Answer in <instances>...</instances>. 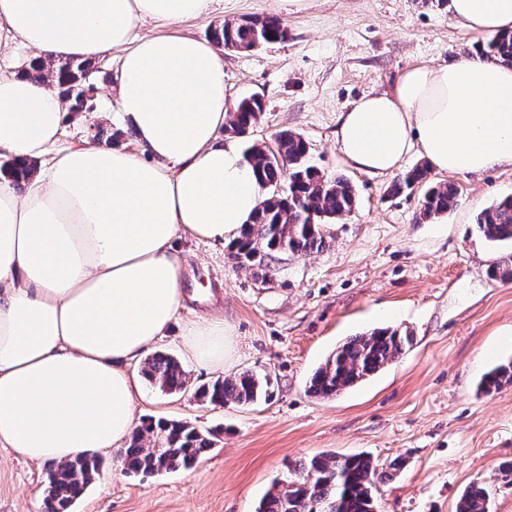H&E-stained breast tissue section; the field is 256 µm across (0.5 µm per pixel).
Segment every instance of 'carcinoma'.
<instances>
[{
    "mask_svg": "<svg viewBox=\"0 0 512 512\" xmlns=\"http://www.w3.org/2000/svg\"><path fill=\"white\" fill-rule=\"evenodd\" d=\"M286 25L278 18L261 19L260 31L238 21H226L212 32L218 46L232 44L242 49L255 40L263 44L283 41ZM481 55L512 64V38L496 36L478 47ZM103 73L94 62L69 61L52 72L57 89L70 112H96L99 100L72 91L77 86L97 85ZM264 111V101L252 96L236 105L225 131L238 137L253 126L256 114ZM309 146L296 132L281 131L274 146L253 143L245 150L254 172L273 192L262 203L252 222L241 230L231 245L241 266L267 272L274 259L284 253L307 255L326 248V228L354 209L356 196L352 183L342 177H329L308 158ZM16 187L34 173V165L11 159L0 167ZM282 187L279 193L274 192ZM425 187L420 200L419 218L431 219L451 209L458 188L452 182L428 183L427 165H417L399 176L390 187L393 195ZM478 231L490 242L512 244V195L497 199L476 219ZM489 276L512 283V254L493 263ZM413 336L394 328L375 329L350 337L315 369L308 390L330 397L378 372L402 355ZM143 376L167 393L187 388V373L172 356L156 353L148 357ZM512 384V360L487 372L481 389L490 393ZM268 378L242 373L234 378H218L199 386L196 397L203 403L222 407L228 402L251 404L267 394ZM213 431H201L187 421L149 419L137 428L121 451L120 466L126 476H152L194 467L215 445ZM397 457L380 467L365 456L321 454L288 466L285 478L276 481L261 501L257 512H376L374 491L404 468ZM96 458L77 457L63 464H49L46 502L49 512H71L99 475ZM489 489L474 482L462 494L457 512H489Z\"/></svg>",
    "mask_w": 512,
    "mask_h": 512,
    "instance_id": "obj_1",
    "label": "carcinoma"
}]
</instances>
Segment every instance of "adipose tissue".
<instances>
[{
	"mask_svg": "<svg viewBox=\"0 0 512 512\" xmlns=\"http://www.w3.org/2000/svg\"><path fill=\"white\" fill-rule=\"evenodd\" d=\"M212 0H0V47L42 61L119 51L118 107L141 154L56 150L69 118L57 89L0 68V148L54 159L25 195L0 174V447L42 464L118 449L137 426L129 366L165 336L182 297V236L224 242L251 223L268 186L221 133L232 107L224 62L175 29ZM463 29L512 36V0H449ZM159 33L141 36L140 23ZM346 163L372 176L410 152L430 170L512 168V66L473 53L407 68L338 117ZM189 359L217 368L223 318L186 323Z\"/></svg>",
	"mask_w": 512,
	"mask_h": 512,
	"instance_id": "adipose-tissue-1",
	"label": "adipose tissue"
}]
</instances>
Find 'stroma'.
<instances>
[{
  "mask_svg": "<svg viewBox=\"0 0 512 512\" xmlns=\"http://www.w3.org/2000/svg\"><path fill=\"white\" fill-rule=\"evenodd\" d=\"M275 0H214L186 23L209 39L227 21L279 16L285 40L252 51L223 52L225 93L258 95L265 108L250 138L273 144L283 130L301 133L311 162L350 180L354 210L329 228L325 250L283 256L261 275L239 266L228 244L183 237L182 306L159 352L183 360L185 322L219 315L231 348L223 369L185 363L189 390L168 395L141 382L137 418L183 420L219 435L217 447L189 470L148 478L122 475L114 452L73 512H255L289 463L320 453L362 454L405 467L378 486L377 512H456L465 489H492L490 512H512V483L499 472L512 460V385L478 386L512 360V283L490 266L512 253L477 230L478 215L512 194V170L456 175V203L423 222L418 193L390 196L392 176L348 167L336 146L340 112L362 96L391 88L419 62L470 54L487 35L458 28L444 8L421 0H310L275 11ZM140 153L119 114H71L61 146L95 140L97 128ZM409 330L413 344L395 362L329 399L307 391L314 370L350 336L375 328ZM244 372L268 377L256 404L216 408L194 389ZM46 468L0 447V512H46Z\"/></svg>",
  "mask_w": 512,
  "mask_h": 512,
  "instance_id": "stroma-1",
  "label": "stroma"
}]
</instances>
